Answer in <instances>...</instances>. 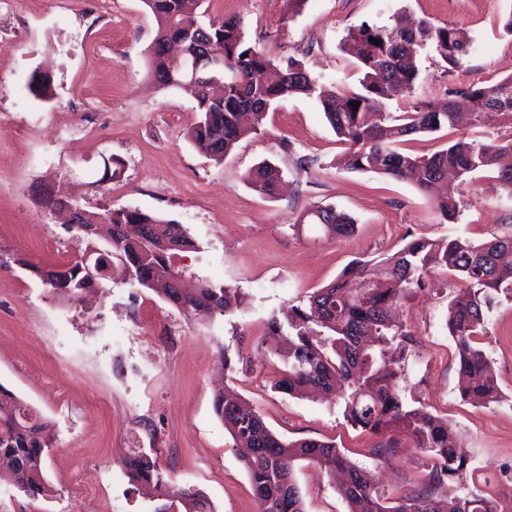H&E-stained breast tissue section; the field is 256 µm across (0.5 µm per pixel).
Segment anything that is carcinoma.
Segmentation results:
<instances>
[{
  "label": "carcinoma",
  "mask_w": 512,
  "mask_h": 512,
  "mask_svg": "<svg viewBox=\"0 0 512 512\" xmlns=\"http://www.w3.org/2000/svg\"><path fill=\"white\" fill-rule=\"evenodd\" d=\"M143 2L157 24L147 49L149 75L159 87L191 96L196 118L188 138L212 160L221 162L241 139L258 134L267 113L282 100L317 93L318 81L302 60L276 61L249 44L238 17L200 22L198 9L206 0ZM200 30L205 31L208 51L224 60L227 74L219 96L209 83L194 79L191 70L171 65L166 57L167 45L173 42L198 50L187 34ZM375 39L380 44L373 43ZM348 40L357 48L361 90L338 89L321 99L325 119L339 141L347 145L348 169L390 177L410 172L418 187L427 191L450 176L465 182L496 166L497 179L512 191V167L498 166L501 154L512 151V138L482 141L463 135L427 158L397 149L406 137L461 123L486 127L506 119L512 128V76L465 91L469 100L465 112L449 99V92L397 115L382 112L376 106L378 99L393 89L412 90L420 74L421 50L430 46L446 64L455 66L470 53L471 45L453 27L408 25L397 17L390 26L363 22L349 30ZM29 86L37 96L46 98L51 79L36 71ZM281 179L280 168L264 160L249 172L247 182L259 194L272 197ZM42 205L50 211L74 207L84 224H96L103 217L112 225V239L104 245L90 241L83 252L85 257L98 260L105 256L112 261V274L97 283L99 289L114 284L156 289L169 304L197 318L222 316L237 304L230 289L207 281L186 294L172 287L182 275L173 266L175 253L194 246L186 229L175 221L124 206L100 215L76 202L50 197L43 198ZM461 206L462 201L453 197L434 201L436 212L449 222L458 220ZM300 223L319 224L336 237H347L355 230L354 220L332 207L307 210ZM81 266L79 259L65 270L35 266L33 272L54 293L75 300L87 287L85 275L79 272ZM437 267L457 272L463 283L449 304L448 330L456 345L460 373L467 380L464 396L477 401L496 399L498 387L491 362L476 340L486 332L488 313L501 297L512 299V235L481 244L461 237L414 239L378 262L354 261L333 282L314 292L308 305L293 306L268 320V340L288 341L287 370L276 387L288 395L304 396L330 392L343 383L347 422L375 434L399 426L408 429L413 447L432 462L428 481L416 490L388 497L334 444L287 440L274 433L254 409L218 393L214 413L233 440L259 512H306L295 478L296 465L302 461L317 466L330 478L344 473L349 512H500L487 494L470 489L475 468L456 451L448 422L402 399L401 363L412 337L391 321L389 310L425 288V276ZM362 282L368 287L356 289ZM53 440L54 425L33 415L0 385V458L10 460L9 469L0 471V482L30 498L49 495L45 456ZM125 468L132 481L154 484L164 500L154 512H213L198 489L171 490L169 476L150 455L139 453L129 458Z\"/></svg>",
  "instance_id": "carcinoma-1"
}]
</instances>
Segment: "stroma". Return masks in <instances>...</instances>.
<instances>
[{"label": "stroma", "instance_id": "1", "mask_svg": "<svg viewBox=\"0 0 512 512\" xmlns=\"http://www.w3.org/2000/svg\"><path fill=\"white\" fill-rule=\"evenodd\" d=\"M209 17L241 19L250 44L271 58L296 57L328 88L358 90L361 74L344 49L349 29L392 24L404 14L464 31L475 49L457 67L428 53L412 91L387 100L410 109L446 91L512 76V0H206ZM156 22L143 0H0V385L56 425L45 461L46 498L0 484V512H153L154 490L131 483L124 462L157 460L179 486L198 488L214 512H258L251 485L213 399L226 389L289 440L333 442L387 495L410 491L430 471L405 430L372 434L351 426L336 395L298 398L276 389L284 364L264 346L271 315L303 306L353 259L378 260L412 238L460 236L480 244L512 234V191L493 172L455 187L462 201L444 221L413 180L337 166L344 147L317 98L291 96L268 114L260 134L215 162L190 142L194 102L148 76L146 49ZM50 75L49 98L29 88ZM123 161L103 180L105 159ZM270 160L286 186L265 197L248 172ZM86 209L137 208L182 224L195 246L178 253L187 284L204 279L238 290L231 313L196 318L156 292L126 286L71 303L54 295L33 267H65L86 242L62 217L46 214V193ZM316 206L352 216L348 237L299 225ZM459 276L438 268L394 316L413 336L402 372L407 401L447 419L477 467V491L512 512V300L489 314L479 340L497 379L496 401L461 396L462 376L446 320ZM235 360L224 370L225 357ZM395 441L397 455L372 450ZM307 512H348L338 483L313 465L295 472Z\"/></svg>", "mask_w": 512, "mask_h": 512}]
</instances>
